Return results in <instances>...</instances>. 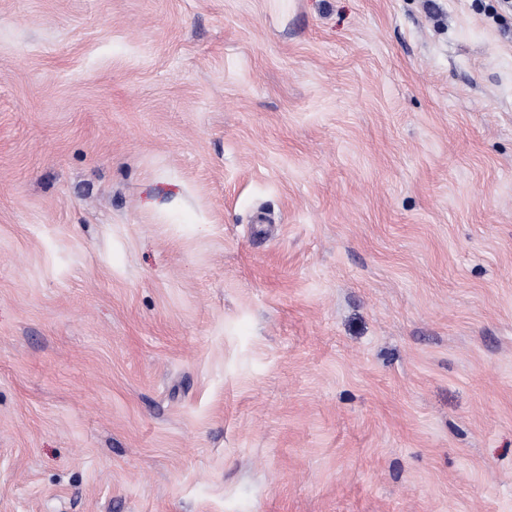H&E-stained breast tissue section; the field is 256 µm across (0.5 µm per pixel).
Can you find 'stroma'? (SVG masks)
<instances>
[{
  "mask_svg": "<svg viewBox=\"0 0 512 512\" xmlns=\"http://www.w3.org/2000/svg\"><path fill=\"white\" fill-rule=\"evenodd\" d=\"M0 0V512H512V15Z\"/></svg>",
  "mask_w": 512,
  "mask_h": 512,
  "instance_id": "1",
  "label": "stroma"
}]
</instances>
